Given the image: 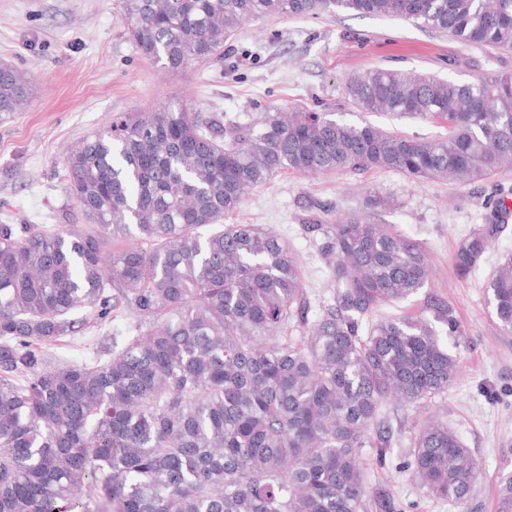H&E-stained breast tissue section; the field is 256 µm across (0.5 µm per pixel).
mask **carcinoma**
<instances>
[{
    "label": "carcinoma",
    "mask_w": 512,
    "mask_h": 512,
    "mask_svg": "<svg viewBox=\"0 0 512 512\" xmlns=\"http://www.w3.org/2000/svg\"><path fill=\"white\" fill-rule=\"evenodd\" d=\"M130 39L171 71L226 58L249 19L375 15L494 49H512V0H120ZM342 113L269 109L256 123L164 105L129 112L72 148L70 192L91 230L0 224V512H367L382 496L392 425L384 407H418L455 383L458 360L432 322L459 334L453 309L433 319L384 306L430 282L425 247L365 214L305 225L334 285L313 311L291 249L271 230L226 224L273 175L392 170L408 179L481 180L512 169V73L459 84L370 69ZM30 82L0 67V113L21 111ZM422 118L438 140L364 119ZM453 255L459 277L508 225L505 196L485 201ZM124 244L106 251L107 241ZM512 333V254L484 284ZM136 318L109 358L63 362L49 349L91 315ZM401 472L427 497L464 507L480 466L440 420L413 422ZM496 512H512V476Z\"/></svg>",
    "instance_id": "cac0c4a2"
}]
</instances>
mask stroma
<instances>
[{"instance_id":"obj_1","label":"stroma","mask_w":512,"mask_h":512,"mask_svg":"<svg viewBox=\"0 0 512 512\" xmlns=\"http://www.w3.org/2000/svg\"><path fill=\"white\" fill-rule=\"evenodd\" d=\"M239 61L195 63L171 72L145 58L127 33L119 0H0V64L23 71L32 86L25 109L0 119V224L54 227L82 224L65 176L69 147L123 112L183 104L242 121L267 108L352 113L346 94L352 74L384 68L431 73L456 82L511 73L512 50L459 42L413 23L369 15L279 18L243 23L224 45ZM512 191V169L470 182H412L390 170L304 175L282 171L251 190L231 216L284 238L304 270L312 302L332 298L329 273L309 219L324 224L354 213L393 225L419 240L431 266V284L401 303L423 314L429 297L451 304L461 333L446 337L459 373L445 397L405 418L440 414L464 440L481 475L467 512H495L501 477L512 473V333L501 332L483 288L498 257L512 252V226L488 249L469 278L456 274L452 256L469 229L483 223V202ZM386 200L367 210L368 195ZM131 319L89 322L50 350L57 359L92 356L95 343L124 335ZM399 453L370 476L392 512H458L426 497L398 470Z\"/></svg>"}]
</instances>
